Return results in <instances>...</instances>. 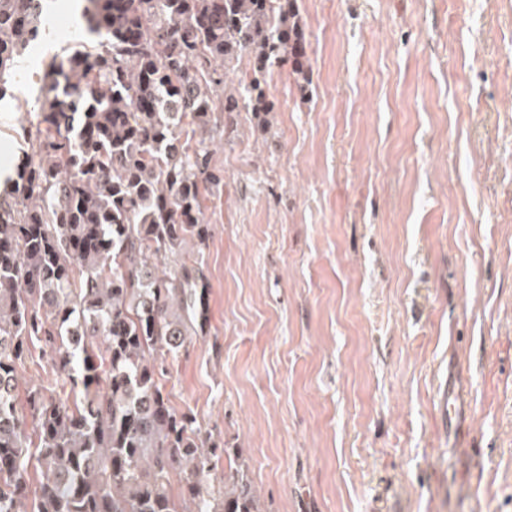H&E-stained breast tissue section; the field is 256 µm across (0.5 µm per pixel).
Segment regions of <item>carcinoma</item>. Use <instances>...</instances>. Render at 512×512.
I'll list each match as a JSON object with an SVG mask.
<instances>
[{
  "label": "carcinoma",
  "instance_id": "carcinoma-1",
  "mask_svg": "<svg viewBox=\"0 0 512 512\" xmlns=\"http://www.w3.org/2000/svg\"><path fill=\"white\" fill-rule=\"evenodd\" d=\"M86 11L97 42L50 64L30 161L0 193V512H270L246 458L174 409L162 377L207 321L209 142L243 99L218 69L286 59L309 84L297 0ZM42 12L0 0V96ZM34 358L56 385L22 405ZM30 384L51 387L55 384V376L48 366L28 363L18 371L17 394L20 401L24 400L26 389Z\"/></svg>",
  "mask_w": 512,
  "mask_h": 512
}]
</instances>
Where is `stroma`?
<instances>
[{"label": "stroma", "instance_id": "obj_1", "mask_svg": "<svg viewBox=\"0 0 512 512\" xmlns=\"http://www.w3.org/2000/svg\"><path fill=\"white\" fill-rule=\"evenodd\" d=\"M298 5L307 93L286 61L229 76L272 109L214 130L208 327L165 389L270 512H512V0ZM63 18L47 0L0 101L1 179Z\"/></svg>", "mask_w": 512, "mask_h": 512}]
</instances>
